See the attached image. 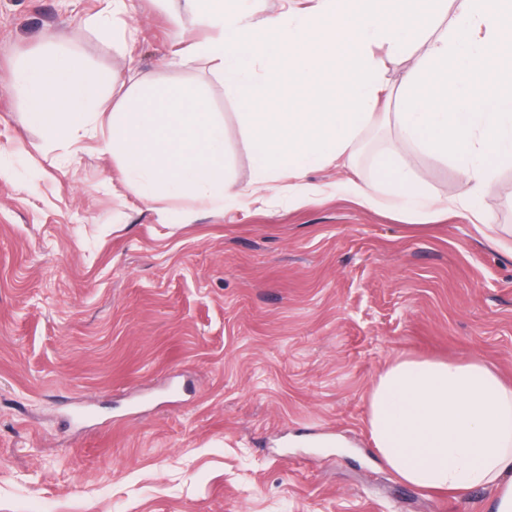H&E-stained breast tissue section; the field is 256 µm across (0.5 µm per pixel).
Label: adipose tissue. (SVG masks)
<instances>
[{"instance_id": "obj_1", "label": "adipose tissue", "mask_w": 512, "mask_h": 512, "mask_svg": "<svg viewBox=\"0 0 512 512\" xmlns=\"http://www.w3.org/2000/svg\"><path fill=\"white\" fill-rule=\"evenodd\" d=\"M261 0H170L172 19L198 14L212 38L181 50L175 68L209 61L243 114L255 158L253 202L288 180L290 198L318 193L309 169L354 165L364 135L394 125L402 143L452 159L462 177L449 204L487 192L492 162L512 157V0H320L316 15H262ZM407 63L396 111L376 105L390 92L386 59ZM27 122L53 143L100 133L145 201L189 198L220 208L242 192L224 174V122L205 92L134 70L77 73L65 56L17 68ZM121 89L104 108L102 86ZM396 185L417 222L437 201L389 148L376 177L343 184L366 205ZM373 448L403 483L457 492L490 488L494 512H512V383L496 367L399 358L374 380L367 400Z\"/></svg>"}]
</instances>
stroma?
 <instances>
[{
	"mask_svg": "<svg viewBox=\"0 0 512 512\" xmlns=\"http://www.w3.org/2000/svg\"><path fill=\"white\" fill-rule=\"evenodd\" d=\"M106 6L0 0V512H491L481 488L400 482L365 420L400 356L476 355L512 379V158L420 232L396 195L338 189L374 176L391 129L356 169L309 171L306 204L144 202L92 133L52 145L28 127L14 69L51 37L86 71L201 86L245 193L252 152L210 64L167 65L210 29L133 0L123 51L90 24ZM399 150L436 198L457 193L454 162ZM336 434L347 447L288 445Z\"/></svg>",
	"mask_w": 512,
	"mask_h": 512,
	"instance_id": "obj_1",
	"label": "stroma"
}]
</instances>
